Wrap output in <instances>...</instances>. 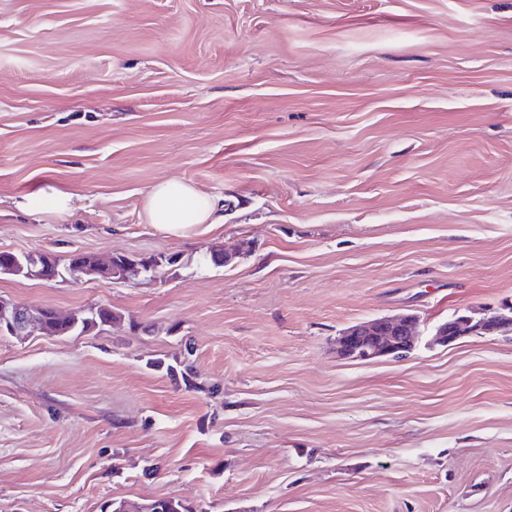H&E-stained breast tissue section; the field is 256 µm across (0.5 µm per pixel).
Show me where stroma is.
<instances>
[{"mask_svg":"<svg viewBox=\"0 0 512 512\" xmlns=\"http://www.w3.org/2000/svg\"><path fill=\"white\" fill-rule=\"evenodd\" d=\"M166 178L219 223L146 224ZM1 250L178 262L0 276L118 316L0 335V512H512V337L432 342L512 304V0H0ZM400 313L408 357L337 355ZM74 197V194L59 189L52 182H46L36 192L23 196L19 208L30 215L64 214L73 209ZM85 313H80L77 317L76 314H78L81 311L77 312H71L66 316H73L71 318V321H73V325L69 326L65 323L56 324V323H50L48 320L45 323V330L47 336H65L72 333L78 332V334H82L84 332L90 331L96 327H102L105 326L107 323H112V320L117 318V315L112 312V309L108 307H102L97 309L96 307L89 308L86 310ZM95 315L89 316L86 313L95 312ZM72 329V330H71Z\"/></svg>","mask_w":512,"mask_h":512,"instance_id":"stroma-1","label":"stroma"}]
</instances>
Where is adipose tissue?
<instances>
[{
	"instance_id": "adipose-tissue-1",
	"label": "adipose tissue",
	"mask_w": 512,
	"mask_h": 512,
	"mask_svg": "<svg viewBox=\"0 0 512 512\" xmlns=\"http://www.w3.org/2000/svg\"><path fill=\"white\" fill-rule=\"evenodd\" d=\"M72 193L45 183L36 192L22 197L19 207L30 215L64 214L73 208ZM221 202L200 192L182 179H163L154 183L144 199L143 211L147 223L159 231L177 237L190 236L201 224L216 223Z\"/></svg>"
}]
</instances>
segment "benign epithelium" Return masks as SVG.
<instances>
[{"label": "benign epithelium", "instance_id": "benign-epithelium-1", "mask_svg": "<svg viewBox=\"0 0 512 512\" xmlns=\"http://www.w3.org/2000/svg\"><path fill=\"white\" fill-rule=\"evenodd\" d=\"M153 265L137 256L95 255L91 265L74 262L55 264L27 253H15L0 264L1 275H13L44 281L71 277L104 279L126 282L139 277L153 279ZM57 318L61 313L52 307L33 308L25 303L0 301V334L24 337L34 330H42L44 316ZM471 334L512 335V305L499 310H486L481 316L470 309L456 312L448 322L435 330L432 342L448 346L462 336ZM421 335L420 321L413 314H399L376 318L353 325L343 331L337 341V352L345 359L370 361L381 357L401 359L416 346Z\"/></svg>", "mask_w": 512, "mask_h": 512}]
</instances>
